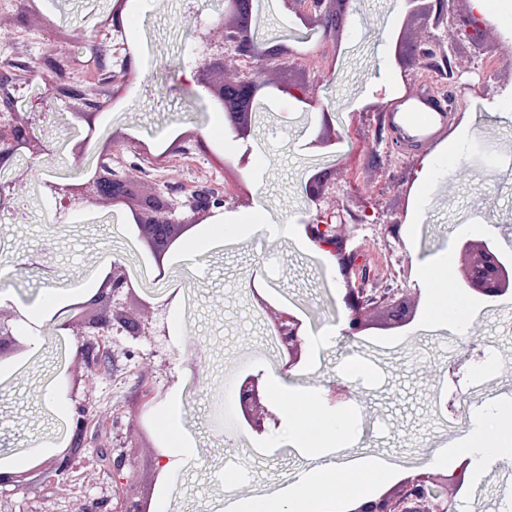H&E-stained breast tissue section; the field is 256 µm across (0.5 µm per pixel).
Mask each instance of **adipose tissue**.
<instances>
[{
    "mask_svg": "<svg viewBox=\"0 0 512 512\" xmlns=\"http://www.w3.org/2000/svg\"><path fill=\"white\" fill-rule=\"evenodd\" d=\"M261 209L237 218L217 216L210 230L199 231L178 247L185 259L204 254L213 246L216 237L245 232H264ZM451 258L443 254L425 258L418 263V276L422 286L429 288L430 297L425 314L427 324L455 330L467 318L468 306L463 290L438 288L434 285L437 270L449 266ZM267 382L271 394L282 405L281 418L303 452L321 457L322 465L304 471L298 481L281 489L271 497L245 502H231L225 512H342V502L336 496L337 485H345L349 494L365 496L383 484L393 474L384 461L371 457H326V449L349 444L355 435L350 416L341 415L318 421L314 409L316 395L288 384L282 373L269 371ZM512 412V398H494L491 406L470 419L466 438L432 449L431 461L437 466H448L457 457L466 456L478 471L512 465V437L498 435L494 430L496 419Z\"/></svg>",
    "mask_w": 512,
    "mask_h": 512,
    "instance_id": "adipose-tissue-1",
    "label": "adipose tissue"
}]
</instances>
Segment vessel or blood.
I'll return each instance as SVG.
<instances>
[{"mask_svg": "<svg viewBox=\"0 0 512 512\" xmlns=\"http://www.w3.org/2000/svg\"><path fill=\"white\" fill-rule=\"evenodd\" d=\"M453 116L445 100L429 84L419 82L394 100L381 121L396 141L400 155L405 156L423 145L447 141Z\"/></svg>", "mask_w": 512, "mask_h": 512, "instance_id": "vessel-or-blood-1", "label": "vessel or blood"}]
</instances>
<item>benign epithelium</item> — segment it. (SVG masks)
<instances>
[{
    "label": "benign epithelium",
    "mask_w": 512,
    "mask_h": 512,
    "mask_svg": "<svg viewBox=\"0 0 512 512\" xmlns=\"http://www.w3.org/2000/svg\"><path fill=\"white\" fill-rule=\"evenodd\" d=\"M469 0H406L407 20H422L434 29L448 23H457L467 33L472 47L480 53L488 49L486 35L491 26L486 24L473 8L461 9L459 4ZM283 9L302 19L304 25L321 27L326 32L341 36L351 0H281ZM223 30L222 40L211 44L210 52L196 67V81L205 90L209 100L224 107L227 121L238 138H246L252 130V116L262 97L263 86L249 71H244L232 81L217 82L216 75L224 72V51L262 67L268 72L281 68L290 57L292 48L277 39L258 38L260 19L256 0H224V12L216 19ZM415 60L425 63L430 53L446 61L455 55V44L439 36L432 35L424 42L413 46ZM55 71L57 81L53 90L57 95L75 100L89 108L87 112H75L73 116L90 124L96 116L95 110L101 101L89 95L87 89L79 90L71 85L67 76L66 60L54 59L49 62ZM21 85L13 78H0V104L8 112L0 113V169L13 170L16 156L23 154L35 160L46 153V146L36 136L35 126L39 116L35 112H17L14 109L16 93ZM316 143L327 147L335 143L329 113H323V122ZM18 183L14 179L0 181V212L12 209ZM56 207L67 209L76 203H89L110 208L122 209L136 218L140 240L152 254L159 276H164L165 257L173 239L174 230L188 231L215 210L224 206L225 194L209 187H200L183 194V197H166L160 193L134 198L130 194L127 181L119 178L114 170L102 163L87 179L69 181L50 186ZM307 198L316 205V215L306 224V233L320 247L331 251L341 265L346 291L344 302L349 314L346 319L345 335L356 336L368 329L371 318L386 308H391L393 318L404 322L411 312L401 307L396 290L381 288L374 298L366 297L367 289L354 287L352 281L353 264L358 249L349 248L348 237L339 232V226L346 223V217L357 222L365 217L357 216L344 205L321 207V202L335 193L333 171L324 169L310 177L305 184ZM461 251L467 258L460 265L458 286L474 296L494 299L512 291V268L504 264L502 256L491 240L482 241V247L472 250L465 242ZM479 255L480 263L473 261ZM132 298L136 292L127 268L117 260L109 262L108 271L96 292L90 299L67 307L69 318L58 328L69 330L74 336L101 335L103 330L114 329L129 336H139L145 326L118 309L120 293ZM253 296L261 308L270 314L272 329L280 341L279 369L287 373L294 369L303 354V322L294 313L276 310L252 289ZM21 319L17 313L0 312V359L12 357L28 349V344L16 336V322ZM238 419L254 435L262 436L269 430L270 423L276 420L269 408L266 386L261 375L247 374L239 378ZM77 449L69 447L50 460L40 462L36 469L54 474L55 480L70 488L73 497L83 492L80 478L72 475L73 460ZM468 463L464 462L447 475L436 478L430 474H420L409 481L407 495L423 504L412 512H448V499L441 497L437 489L457 494L465 482ZM111 512H145L147 502L122 490ZM351 512H402L400 502L392 494L385 493L376 498L357 501Z\"/></svg>",
    "instance_id": "1"
}]
</instances>
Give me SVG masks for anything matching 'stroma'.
Returning <instances> with one entry per match:
<instances>
[{
	"label": "stroma",
	"mask_w": 512,
	"mask_h": 512,
	"mask_svg": "<svg viewBox=\"0 0 512 512\" xmlns=\"http://www.w3.org/2000/svg\"><path fill=\"white\" fill-rule=\"evenodd\" d=\"M113 0H0V53L34 70L16 103L27 110L55 80L47 58L73 62L71 81L85 86L105 71H121L130 60L135 78L119 103H106L94 125L75 119L78 102L51 99L37 132L47 154L35 163L17 157L20 187L11 214L0 216V267L11 269L0 288V309L18 312L37 305L50 292L68 293L97 280L111 259L138 268L137 297L126 300L128 314L146 323L142 335L108 331L95 337L96 373H88L81 338L44 328L35 339L37 355L22 354L0 364V460L49 459L78 440L76 462L89 481L84 499L68 495L56 482L35 476L10 490L9 512H83L103 498L118 480L135 483L136 494L151 500L155 512H224L227 500L248 501L275 495L297 481L311 460L280 427L258 437L237 420L235 380L242 372L267 373L279 358L267 344L268 318L252 301L251 286L262 281L272 304H299L306 326L303 363L289 376L292 384L320 393L318 420L350 410L361 434L354 453L391 463L397 475L387 487L401 496L405 483L428 472L426 454L440 438H459L449 420L469 419L485 398L512 395V294L489 301L468 297L472 310L463 331L422 326L428 292L417 281V263L447 250L458 253L465 240H493L512 263V119L504 118L512 98V26L499 23L487 36L496 48L492 79L481 81L469 45L455 54L462 81L473 84V107L456 115L446 171L422 190L415 173L437 152L423 146L398 154L379 116L394 101L385 85L396 73L403 87L420 77L418 67L398 64L394 43H413L426 27L404 19L398 0H355L341 42L314 34L294 43L301 60L285 64L263 92L248 138L237 153L247 156L240 178L251 199L227 196L223 213L239 216L262 204L273 224L307 223L316 213L305 193L308 178L336 171V198L352 211L378 212L374 223L348 224L358 263L370 273L369 285L398 284L416 306L406 324L372 328L356 337L340 336L319 344L317 331L347 317L339 269H326L313 250L298 249L285 234L240 235L218 243L191 262L167 264L155 279L153 259L138 241L129 215L86 205L56 223L44 182L93 175L110 148L112 167L133 183L157 192L200 186L223 189L230 182L220 130L219 108L188 72L205 56V40H220L213 20L222 0H140L126 32L99 27ZM131 35L142 47L116 52L113 41ZM307 80L310 102L282 84ZM327 104L336 142L311 148L321 123L317 103ZM214 129L206 150L183 140L184 132ZM86 141L82 157L72 146ZM179 151H172L173 143ZM164 145L171 155L163 165L135 158L134 144ZM415 222L412 237L393 239L388 222ZM178 301H170L171 292ZM150 306H140L141 298ZM494 360L485 375L484 399L466 393L478 361ZM360 364L367 375L351 373ZM80 371L79 387L70 374ZM177 398L181 419L193 436L195 461L166 469V415ZM85 418L77 427V418ZM124 453L121 478L101 459ZM234 472L226 481V472ZM450 512H512V470L468 477Z\"/></svg>",
	"instance_id": "stroma-1"
}]
</instances>
